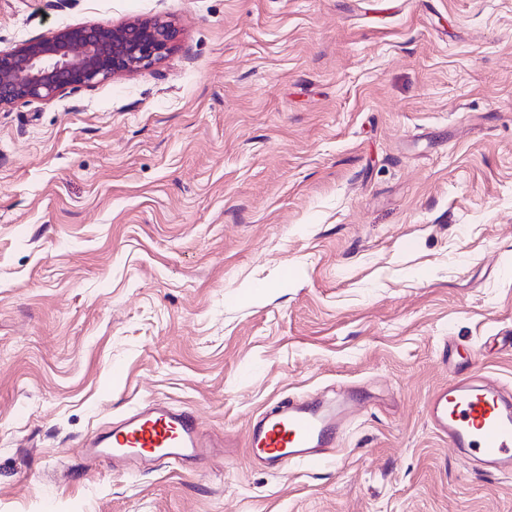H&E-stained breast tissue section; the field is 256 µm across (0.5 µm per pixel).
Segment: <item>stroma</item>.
<instances>
[{
  "label": "stroma",
  "mask_w": 512,
  "mask_h": 512,
  "mask_svg": "<svg viewBox=\"0 0 512 512\" xmlns=\"http://www.w3.org/2000/svg\"><path fill=\"white\" fill-rule=\"evenodd\" d=\"M151 17L152 68L0 110V512H512L425 412L512 386V0H0V50ZM345 383L319 469L251 462ZM156 401L223 458L87 460ZM363 403L360 391L353 387L344 388L336 398L282 401L251 423L249 454L271 469L288 461L316 468L337 447L350 416Z\"/></svg>",
  "instance_id": "stroma-1"
}]
</instances>
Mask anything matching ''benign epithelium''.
Masks as SVG:
<instances>
[{"mask_svg": "<svg viewBox=\"0 0 512 512\" xmlns=\"http://www.w3.org/2000/svg\"><path fill=\"white\" fill-rule=\"evenodd\" d=\"M175 37L172 22L149 18L75 25L26 40L0 51V109L148 69L166 57Z\"/></svg>", "mask_w": 512, "mask_h": 512, "instance_id": "benign-epithelium-1", "label": "benign epithelium"}]
</instances>
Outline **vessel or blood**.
<instances>
[{
  "label": "vessel or blood",
  "instance_id": "vessel-or-blood-1",
  "mask_svg": "<svg viewBox=\"0 0 512 512\" xmlns=\"http://www.w3.org/2000/svg\"><path fill=\"white\" fill-rule=\"evenodd\" d=\"M362 404L352 387L334 398L280 402L251 423L248 451L271 469L289 461L318 467ZM426 411L455 453L473 457L483 472L512 476V389L490 377L454 375L431 393ZM83 446L92 460L144 466L164 461L192 465L224 452L223 441L202 431L193 410L163 402L127 414L88 436Z\"/></svg>",
  "mask_w": 512,
  "mask_h": 512
}]
</instances>
